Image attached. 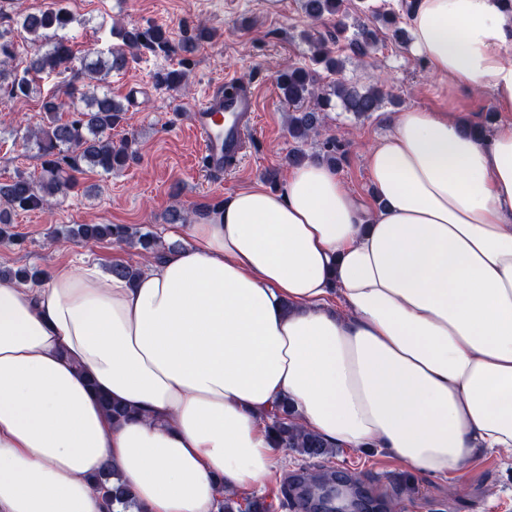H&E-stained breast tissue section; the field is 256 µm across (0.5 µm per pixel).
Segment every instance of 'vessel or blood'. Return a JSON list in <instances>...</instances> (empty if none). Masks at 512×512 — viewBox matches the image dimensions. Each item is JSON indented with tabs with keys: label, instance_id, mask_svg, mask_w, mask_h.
<instances>
[{
	"label": "vessel or blood",
	"instance_id": "vessel-or-blood-1",
	"mask_svg": "<svg viewBox=\"0 0 512 512\" xmlns=\"http://www.w3.org/2000/svg\"><path fill=\"white\" fill-rule=\"evenodd\" d=\"M258 101L251 87L228 96L223 90L206 93L203 102L190 110L189 119L203 141V154L214 175L234 169L257 116Z\"/></svg>",
	"mask_w": 512,
	"mask_h": 512
}]
</instances>
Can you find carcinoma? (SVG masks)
I'll use <instances>...</instances> for the list:
<instances>
[{"label":"carcinoma","instance_id":"cac0c4a2","mask_svg":"<svg viewBox=\"0 0 512 512\" xmlns=\"http://www.w3.org/2000/svg\"><path fill=\"white\" fill-rule=\"evenodd\" d=\"M342 5L343 0H302V8L311 21L322 23L327 17L334 19L333 29L317 38V50L312 57L314 62L324 64L331 74L343 70L342 53L362 59L369 56L377 44L376 31L364 22L357 23L353 38L341 43L347 31ZM73 20L70 12L58 7L27 14L16 21L31 41L45 46L20 74L2 70L4 63L15 58L16 53L13 40L0 32V95L12 99L42 98L41 123L30 135L41 159V169L36 175L19 172L12 182L0 185V236L7 234L4 225L12 223V214L48 206L58 197L77 194L81 186L79 174L83 173L84 166L97 167L110 174L123 171L135 160L132 141L112 138V130L120 126L124 114L122 104L106 90L107 78L112 73L126 70L143 50L166 57L186 54L197 43L211 37L210 30L203 25L185 31L177 42L164 24H115L112 34L120 44L105 53L93 52L91 59L75 68L71 66L75 58L72 45L63 35ZM179 64V69L158 73L156 86L186 88L183 80L190 59L183 57ZM53 73L65 76L64 99L53 91L42 92L40 75ZM316 82L315 72L304 67L287 66L281 71L279 86L288 106L292 107L288 113V133L295 142V147L284 158L287 166H298L308 158L305 145L321 135L324 112L331 107L332 99H338L345 111L361 116L379 111L386 100L378 85L360 89L337 81L319 93L315 89ZM64 112L70 113V118L62 119ZM339 148L337 138L327 137L318 144L316 156L335 166L339 164ZM68 236L110 240L120 247L138 246L146 259L160 260L173 250L154 236L127 224H77L68 229ZM264 420L276 448L295 449L310 459L335 452L334 446L295 421L292 407L286 402L267 412ZM95 482L106 512H136V500L115 470H105ZM235 505L234 499L226 498L219 502L218 512H269V507L258 499L249 502L243 511L235 509Z\"/></svg>","mask_w":512,"mask_h":512}]
</instances>
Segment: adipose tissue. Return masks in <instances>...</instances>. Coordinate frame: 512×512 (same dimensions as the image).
<instances>
[{
  "instance_id": "obj_1",
  "label": "adipose tissue",
  "mask_w": 512,
  "mask_h": 512,
  "mask_svg": "<svg viewBox=\"0 0 512 512\" xmlns=\"http://www.w3.org/2000/svg\"><path fill=\"white\" fill-rule=\"evenodd\" d=\"M416 54L512 112V17L416 0ZM380 207L309 161L174 229L136 283L92 264L0 279V512H102L114 467L140 512H216L277 467L281 400L344 448L462 475L512 448V123L393 113L366 154ZM105 393L133 416L115 421Z\"/></svg>"
}]
</instances>
